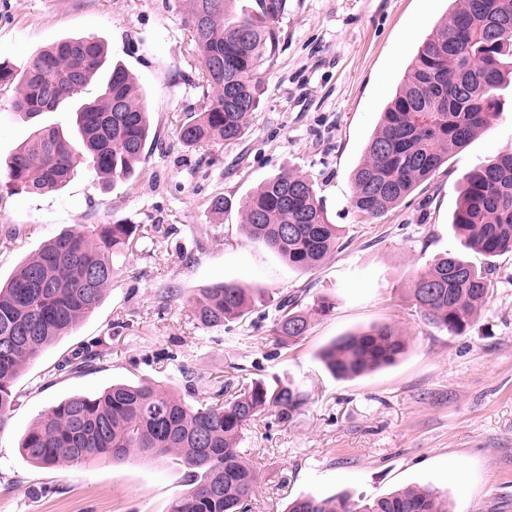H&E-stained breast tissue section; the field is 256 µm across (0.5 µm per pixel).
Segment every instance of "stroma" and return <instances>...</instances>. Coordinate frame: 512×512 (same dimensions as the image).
Segmentation results:
<instances>
[{"instance_id": "stroma-1", "label": "stroma", "mask_w": 512, "mask_h": 512, "mask_svg": "<svg viewBox=\"0 0 512 512\" xmlns=\"http://www.w3.org/2000/svg\"><path fill=\"white\" fill-rule=\"evenodd\" d=\"M451 7L288 0L243 137L186 147L176 129L205 100L181 0H0L1 62L22 67L62 38L97 37L134 74L152 126L130 179L106 186L81 166L48 195L0 188L1 282L64 230L119 221L149 231L115 257L118 274L99 306L14 382L17 401L0 430V512H169L187 488L185 466L132 455L40 468L20 451L29 426L64 398L117 383L159 381L193 404L225 382L257 378L295 385L304 403L285 421L265 412L243 432L258 475L251 512H285L309 495L373 499L407 485L437 488L454 512H512V252L465 250L449 225L464 175L512 149V85L490 127L399 205L376 218L351 205V175L383 106ZM13 95L0 86L1 161L33 125L13 114ZM283 171L312 181L341 228L335 254L312 270L288 268L242 228L241 199ZM217 196L229 200L225 212L212 211ZM445 253L491 271L486 304L458 336L426 325L407 295L411 274ZM225 280L260 288L256 305L202 327L189 300ZM299 289L333 307L285 347L273 334L275 308ZM383 323L410 339L395 364L350 380L324 368L319 353L332 340ZM82 346L98 359L58 370Z\"/></svg>"}]
</instances>
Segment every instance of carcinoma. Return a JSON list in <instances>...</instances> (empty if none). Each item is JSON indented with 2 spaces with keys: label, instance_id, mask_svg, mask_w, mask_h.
I'll use <instances>...</instances> for the list:
<instances>
[{
  "label": "carcinoma",
  "instance_id": "1",
  "mask_svg": "<svg viewBox=\"0 0 512 512\" xmlns=\"http://www.w3.org/2000/svg\"><path fill=\"white\" fill-rule=\"evenodd\" d=\"M184 2L206 104L177 128V137L188 147L238 140L259 104L261 69L279 49L287 0H256L255 9L238 7V0ZM453 2L448 20L419 45L353 173L351 205L360 214L377 217L393 208L503 110L499 91L512 82V0ZM106 57L105 44L88 36L55 42L21 70L0 62V85L14 86L12 113L27 122L75 100L105 73L101 94L75 109L79 138L34 124L28 141L5 161L6 186L37 195L58 191L82 162L107 184L134 175L149 136L147 107L128 69L118 63L104 69ZM241 214L250 238L291 268L319 266L340 240L339 226L302 175L269 178L242 201ZM450 225L476 253L512 251L511 149L467 174ZM138 228L115 222L64 231L0 284V430L16 402L14 380L98 307L117 275L113 258ZM491 287L486 271L449 253L414 276L408 295L427 324L453 335L480 313ZM305 298L293 294L279 303L280 344L296 343L314 316L332 308L324 297ZM253 304L251 289L223 281L200 289L193 313L200 325L218 327L243 318ZM406 348L402 331L384 324L338 337L319 359L334 377L348 379L393 364ZM302 404L290 383L256 381L199 406L153 382L114 384L47 408L21 452L44 468L121 461L134 452L170 459L192 470L190 488L170 512H247L257 475L239 448L243 430L271 408L288 416ZM288 512H450V504L432 487L412 486L364 503L344 494L298 497Z\"/></svg>",
  "mask_w": 512,
  "mask_h": 512
}]
</instances>
